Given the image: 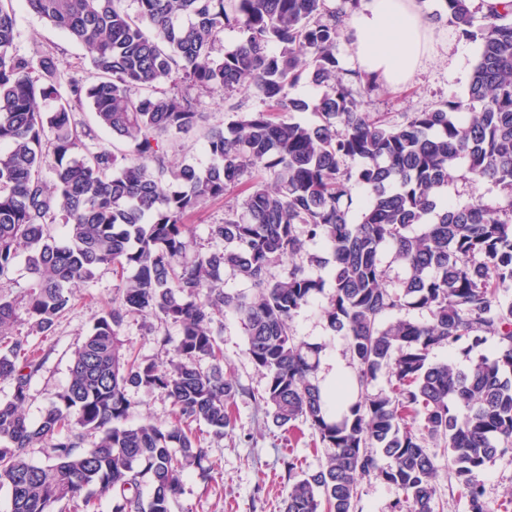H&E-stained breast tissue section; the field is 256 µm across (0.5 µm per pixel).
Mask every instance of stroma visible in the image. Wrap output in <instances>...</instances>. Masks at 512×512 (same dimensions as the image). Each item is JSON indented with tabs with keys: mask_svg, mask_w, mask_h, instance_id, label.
Wrapping results in <instances>:
<instances>
[{
	"mask_svg": "<svg viewBox=\"0 0 512 512\" xmlns=\"http://www.w3.org/2000/svg\"><path fill=\"white\" fill-rule=\"evenodd\" d=\"M15 9L18 53L34 56L53 52L64 76L87 77L86 49L27 9L22 0H17ZM430 26V56L424 60L411 87L401 93L384 87L365 95V111L389 113L393 121L400 123L409 113L465 95L479 57V42L463 38L443 21H431ZM114 285L111 269H100L93 281L76 289L72 307L58 319L52 334L30 337L32 348L45 357L44 366L30 388L26 405L30 420L39 421L55 393L67 386L72 352L105 306L111 305ZM327 301V294H319L292 321L297 339L322 347L315 375L321 383L326 381L333 362L349 361L346 337L333 333L323 317ZM217 342L224 352L225 374L242 388L233 405L235 425L221 437L202 429L200 437L209 450L210 470L203 475L198 469H189L173 512H281L289 487L284 465L288 455H295L305 467L315 469L329 451L315 448L316 435L309 425L288 431L266 423L259 404L266 379L246 354V338L236 316L225 318L224 333ZM129 398L132 408L128 425L136 426L146 420L163 426L170 423L172 407L165 396L133 388Z\"/></svg>",
	"mask_w": 512,
	"mask_h": 512,
	"instance_id": "35a3bbf8",
	"label": "stroma"
}]
</instances>
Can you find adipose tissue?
Segmentation results:
<instances>
[{
	"label": "adipose tissue",
	"instance_id": "ef3b65f1",
	"mask_svg": "<svg viewBox=\"0 0 512 512\" xmlns=\"http://www.w3.org/2000/svg\"><path fill=\"white\" fill-rule=\"evenodd\" d=\"M362 74L402 90L413 81L428 43L420 0H361L348 16Z\"/></svg>",
	"mask_w": 512,
	"mask_h": 512
}]
</instances>
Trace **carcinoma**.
Listing matches in <instances>:
<instances>
[{
    "instance_id": "1",
    "label": "carcinoma",
    "mask_w": 512,
    "mask_h": 512,
    "mask_svg": "<svg viewBox=\"0 0 512 512\" xmlns=\"http://www.w3.org/2000/svg\"><path fill=\"white\" fill-rule=\"evenodd\" d=\"M15 2L0 0V281L13 280L22 256L27 271L20 296H0V380L12 386L0 402V488L11 512L70 502L97 512L93 487L111 495L112 512H172L184 471H207L196 426L217 436L234 427L241 388L224 378L216 341L229 314L265 375L266 417L278 428L307 423L333 449L312 471L288 460L283 512H359L370 476L401 490L393 512H435L439 465L427 437L447 449L466 512H512V495L492 505L480 479L512 453V302L502 300L512 288V0L481 14L472 0H441L430 18L480 41L479 59L464 97L402 123L365 111L349 84H380L336 59L343 17L360 0H136L134 15L124 0H25L89 52L90 78L65 84L56 56L17 53ZM228 27L244 40L216 57ZM306 82L319 92L301 95ZM235 91L261 107L209 129L206 166L173 165V143L204 117L201 95ZM85 105L111 141L78 125ZM305 112L318 121L296 118ZM457 177L490 181L502 198L443 199ZM358 188L367 200L351 224ZM230 195L242 202L224 206L210 246L186 258L189 217ZM311 243L332 253L323 315L348 338L354 366L333 393L360 391L336 420L333 393L314 377L319 347L291 326L324 289L306 267ZM386 254L404 270L393 285ZM105 266L117 280L112 306L33 423L25 405L43 359L28 336L52 333L74 287ZM227 273L250 293L224 291ZM406 309L429 320L389 319ZM132 314L179 327L167 363L124 347ZM489 341L492 357L471 358ZM440 345L459 349L467 369L431 361ZM383 371L389 389L368 392ZM131 387L169 399L170 424L126 425ZM88 432L98 441L83 449ZM44 441L52 455L31 461Z\"/></svg>"
}]
</instances>
